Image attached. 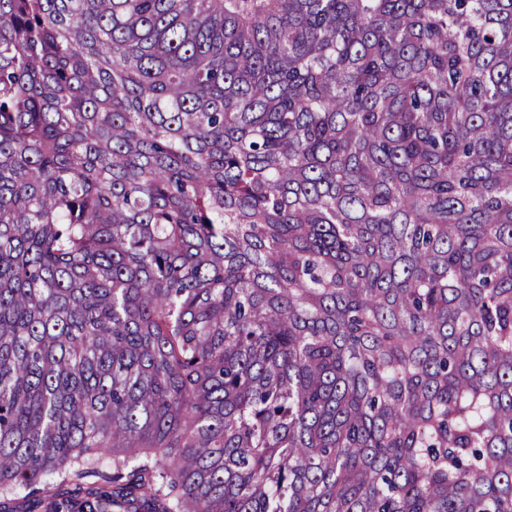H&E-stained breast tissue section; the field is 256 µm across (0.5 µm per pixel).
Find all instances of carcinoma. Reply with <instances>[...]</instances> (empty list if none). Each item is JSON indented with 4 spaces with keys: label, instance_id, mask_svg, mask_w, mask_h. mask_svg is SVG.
<instances>
[{
    "label": "carcinoma",
    "instance_id": "cac0c4a2",
    "mask_svg": "<svg viewBox=\"0 0 512 512\" xmlns=\"http://www.w3.org/2000/svg\"><path fill=\"white\" fill-rule=\"evenodd\" d=\"M22 494L512 512V0H0Z\"/></svg>",
    "mask_w": 512,
    "mask_h": 512
}]
</instances>
